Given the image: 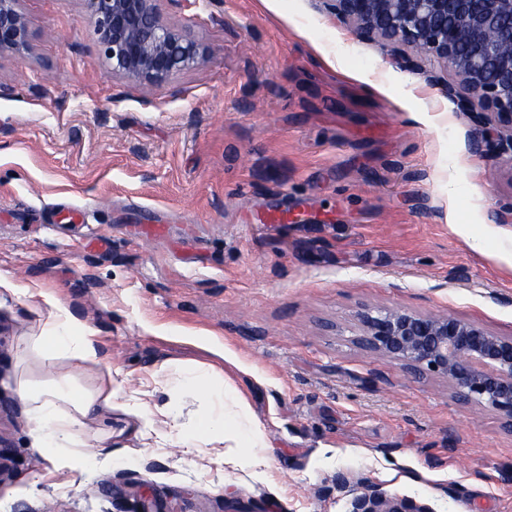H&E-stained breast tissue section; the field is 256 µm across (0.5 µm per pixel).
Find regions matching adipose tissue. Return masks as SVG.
<instances>
[{"label":"adipose tissue","instance_id":"obj_1","mask_svg":"<svg viewBox=\"0 0 512 512\" xmlns=\"http://www.w3.org/2000/svg\"><path fill=\"white\" fill-rule=\"evenodd\" d=\"M29 296L39 298L45 313L38 316L39 332L28 337L32 351L46 364H54L61 355L68 354L78 362L90 364L100 371V383L89 391L73 381L71 372L57 373L51 387L39 388L22 380L18 383V396L25 407L30 430L39 447L59 449L58 466L78 469L87 457L83 452L87 435H94L98 442H105L107 433L91 432L90 425L103 412L112 408V368L102 352L100 340L91 327L76 322L69 309L51 291L32 288ZM180 390L190 392L204 387L213 400V409L204 419L199 439L209 444L224 441L223 383L196 367L183 368L177 380ZM127 406L145 420V426L157 444L178 442L186 445L187 437L181 436L175 424L177 406L165 404L149 406L139 397H130Z\"/></svg>","mask_w":512,"mask_h":512}]
</instances>
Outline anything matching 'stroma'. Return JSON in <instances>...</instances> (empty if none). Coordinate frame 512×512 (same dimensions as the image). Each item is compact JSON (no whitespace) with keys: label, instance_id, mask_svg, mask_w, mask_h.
<instances>
[{"label":"stroma","instance_id":"stroma-1","mask_svg":"<svg viewBox=\"0 0 512 512\" xmlns=\"http://www.w3.org/2000/svg\"><path fill=\"white\" fill-rule=\"evenodd\" d=\"M22 8L33 52L0 57V512H349L340 473L512 512L497 414L356 342L366 306L512 336V166L471 149L456 76L326 0H160L210 61L153 86L99 61L82 0ZM18 288L90 325L120 386L87 470L30 434L18 380L53 373ZM185 366L264 429L262 475L156 447L125 410L134 390L176 400L160 386Z\"/></svg>","mask_w":512,"mask_h":512}]
</instances>
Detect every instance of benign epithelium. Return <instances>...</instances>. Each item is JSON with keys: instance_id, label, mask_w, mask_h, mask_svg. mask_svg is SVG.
I'll list each match as a JSON object with an SVG mask.
<instances>
[{"instance_id": "benign-epithelium-1", "label": "benign epithelium", "mask_w": 512, "mask_h": 512, "mask_svg": "<svg viewBox=\"0 0 512 512\" xmlns=\"http://www.w3.org/2000/svg\"><path fill=\"white\" fill-rule=\"evenodd\" d=\"M22 0H0V56L32 53ZM99 58L112 73L151 85L207 62L199 46L163 21L157 0H82ZM362 38H380L454 73L448 98L472 114L470 146L512 165V0H330ZM357 343L416 376L443 379L462 402L498 414L512 428V336L454 317L394 309L359 316ZM350 512H434L365 478L336 475Z\"/></svg>"}]
</instances>
